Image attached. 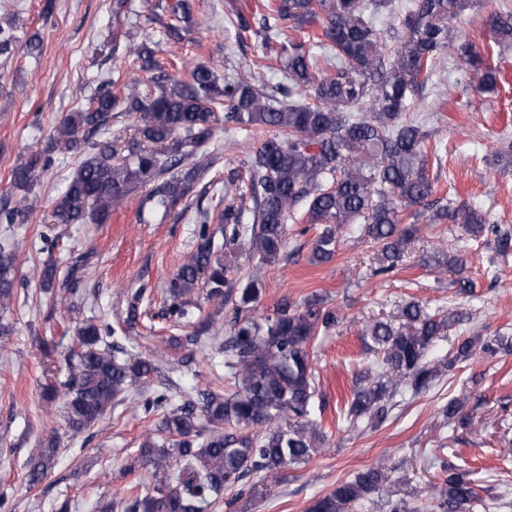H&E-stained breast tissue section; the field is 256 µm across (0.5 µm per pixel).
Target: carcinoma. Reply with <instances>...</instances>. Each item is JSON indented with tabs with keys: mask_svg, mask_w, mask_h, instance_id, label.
<instances>
[{
	"mask_svg": "<svg viewBox=\"0 0 512 512\" xmlns=\"http://www.w3.org/2000/svg\"><path fill=\"white\" fill-rule=\"evenodd\" d=\"M470 6L468 0H412L397 15L405 38L388 46L380 38L376 18L394 14L392 0H269L268 14L256 19L239 8L229 19L239 36L253 35L270 44L280 32L302 35L280 44L288 85L269 87L243 78L219 81L198 64L186 81L164 71L147 43L125 49L131 68L145 79L112 76L88 103L66 113L56 124L45 149L31 153L9 173L10 189L0 196V223L14 224L32 211L29 194L53 162L56 152L76 157L77 167L55 199L58 224L107 222L112 211L142 187H151L155 210L167 211L183 199L213 160L198 156L214 129L262 134L259 148L243 169L227 170L224 182L235 187L237 200L224 205V248H242L259 256V265L243 269L217 256L208 215L195 229L196 249L169 283L165 319L178 327L188 316L187 297L204 285L212 299L232 303L225 322L230 335L218 354L224 357V382L195 398L173 401L170 388L144 400V413L158 412L159 423L136 450V465L151 467V490L121 500L124 512H208L231 508L248 495L264 498L269 485L252 483L254 474L277 481L280 473L305 464L325 444L317 419L316 377L312 340L340 324L335 310L317 297L283 298L265 315L253 313L260 294V270L277 260L286 245V221L300 209L322 229L311 243L310 262L322 264L336 253L338 232L345 224L377 249L372 275L385 277L403 262L419 232L421 206L432 194L426 177L427 134L407 116L409 96L427 85L440 57L458 59L473 71L474 87L490 90L497 72L486 66L477 46L451 36L450 24ZM174 23L168 34L180 35L178 23L190 16L189 0H172ZM492 45L512 47V9L488 17ZM15 21L0 17V55L16 42ZM327 51L319 61L312 47ZM114 112L139 115L134 134L121 145L95 141L94 135ZM252 206H246V201ZM429 223L448 220L472 240L493 238L496 251H512V230L491 222L490 213L464 201L435 205ZM16 253L0 248V308L10 304L16 285ZM429 269L456 276L462 292L475 284L464 277L460 250L436 247L423 258ZM56 272L46 263L39 292L53 297ZM470 313L431 310L407 300L398 321L375 319L362 332L370 360L354 376L352 397L344 406L353 425L382 423L396 396L405 390H428L443 372L475 355L493 357L512 347L509 338L457 336L451 348L437 354L440 342ZM78 349L68 357L63 382L47 384L43 399H63L69 430H89L118 396L133 392L153 378L152 357H129L112 340V326L90 319L77 327ZM467 395L448 400L446 416L466 426ZM60 444L50 429L41 448L26 464L30 488L51 472ZM393 468L381 463L359 471L349 481L315 499L309 512H349L381 494ZM442 484L429 490L426 512H470L481 503L469 471L443 468Z\"/></svg>",
	"mask_w": 512,
	"mask_h": 512,
	"instance_id": "cac0c4a2",
	"label": "carcinoma"
}]
</instances>
